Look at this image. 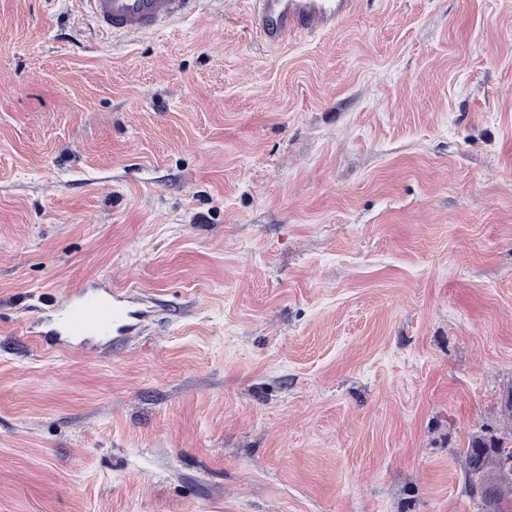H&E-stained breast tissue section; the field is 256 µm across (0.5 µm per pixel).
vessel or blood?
I'll use <instances>...</instances> for the list:
<instances>
[{"label":"vessel or blood","mask_w":512,"mask_h":512,"mask_svg":"<svg viewBox=\"0 0 512 512\" xmlns=\"http://www.w3.org/2000/svg\"><path fill=\"white\" fill-rule=\"evenodd\" d=\"M99 31L135 38L197 12L202 0H79ZM255 23L267 43L278 45L304 34L329 32L355 13L359 0H252ZM134 283L111 290L68 295L57 320L38 336L43 345L75 351L93 341L135 330L128 311Z\"/></svg>","instance_id":"obj_1"}]
</instances>
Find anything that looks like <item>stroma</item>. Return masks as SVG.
I'll list each match as a JSON object with an SVG mask.
<instances>
[{
	"mask_svg": "<svg viewBox=\"0 0 512 512\" xmlns=\"http://www.w3.org/2000/svg\"><path fill=\"white\" fill-rule=\"evenodd\" d=\"M133 280L118 344L33 330ZM512 384V0H0V512H478ZM98 30L109 37L135 38L197 12L202 0H77ZM263 39L278 45L304 34L329 32L355 13L360 0H252ZM502 414L509 423V437L483 434L472 436L468 447L460 452L466 474L467 485L472 495L475 487L482 490L479 495L481 512H498V505L506 498H512L511 487L503 483L504 469L512 473V387L503 397Z\"/></svg>",
	"mask_w": 512,
	"mask_h": 512,
	"instance_id": "obj_1",
	"label": "stroma"
}]
</instances>
